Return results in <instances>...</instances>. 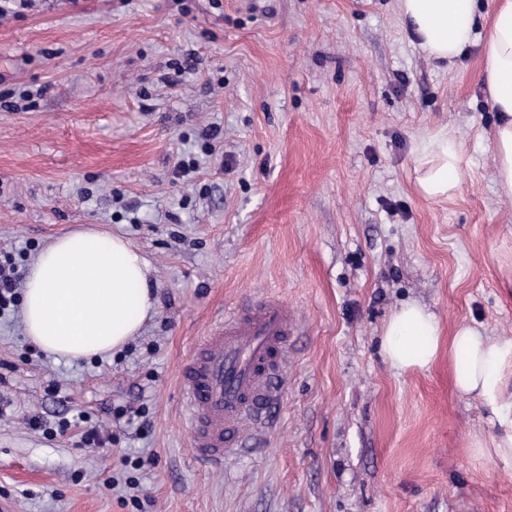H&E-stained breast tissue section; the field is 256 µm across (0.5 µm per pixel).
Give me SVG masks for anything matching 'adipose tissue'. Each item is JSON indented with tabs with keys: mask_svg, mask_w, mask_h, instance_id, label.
<instances>
[{
	"mask_svg": "<svg viewBox=\"0 0 512 512\" xmlns=\"http://www.w3.org/2000/svg\"><path fill=\"white\" fill-rule=\"evenodd\" d=\"M408 31L425 56L452 63L478 46L480 77L497 114L492 132L494 180L512 199V0L481 13L479 0H397ZM422 196L449 200L465 177L464 147L448 128L431 132L414 158ZM151 266L126 239L98 230H75L53 239L31 262L22 290L27 337L67 361L121 351L156 309ZM441 328L424 305L406 302L388 318L381 337L386 361L399 371L430 366ZM455 387L490 408L502 433L494 453L512 463V341L484 336L469 324L448 343Z\"/></svg>",
	"mask_w": 512,
	"mask_h": 512,
	"instance_id": "obj_1",
	"label": "adipose tissue"
}]
</instances>
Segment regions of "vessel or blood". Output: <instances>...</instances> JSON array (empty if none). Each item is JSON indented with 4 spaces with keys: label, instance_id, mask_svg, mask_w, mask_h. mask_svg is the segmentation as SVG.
<instances>
[{
    "label": "vessel or blood",
    "instance_id": "1",
    "mask_svg": "<svg viewBox=\"0 0 512 512\" xmlns=\"http://www.w3.org/2000/svg\"><path fill=\"white\" fill-rule=\"evenodd\" d=\"M295 327L287 304L267 297L212 327L184 362L180 384L197 456L223 463L261 425L280 393L273 379Z\"/></svg>",
    "mask_w": 512,
    "mask_h": 512
}]
</instances>
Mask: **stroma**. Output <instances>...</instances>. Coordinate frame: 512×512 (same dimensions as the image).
<instances>
[{"label":"stroma","mask_w":512,"mask_h":512,"mask_svg":"<svg viewBox=\"0 0 512 512\" xmlns=\"http://www.w3.org/2000/svg\"><path fill=\"white\" fill-rule=\"evenodd\" d=\"M28 110H12L23 91ZM478 47L428 60L395 0H32L0 18V257L18 274L81 227L151 265L156 312L121 352L70 363L0 318L7 512H512L500 434L447 347L400 373L401 303L512 340V199L495 191ZM460 193L413 182L435 128ZM218 133L204 154L203 131ZM194 161L181 176L178 165ZM277 297L297 329L268 422L199 460L179 369L227 309ZM47 424L71 421L65 434ZM96 427L101 442L83 433ZM415 183L422 196L450 200L461 190L465 177L464 147L447 126L425 137L414 158Z\"/></svg>","instance_id":"1"}]
</instances>
